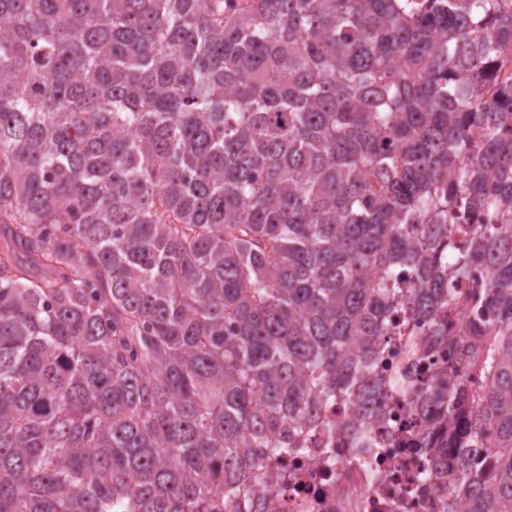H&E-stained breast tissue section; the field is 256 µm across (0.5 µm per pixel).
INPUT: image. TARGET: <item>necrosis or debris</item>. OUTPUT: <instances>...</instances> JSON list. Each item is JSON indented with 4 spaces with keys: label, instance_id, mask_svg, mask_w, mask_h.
I'll use <instances>...</instances> for the list:
<instances>
[{
    "label": "necrosis or debris",
    "instance_id": "necrosis-or-debris-1",
    "mask_svg": "<svg viewBox=\"0 0 512 512\" xmlns=\"http://www.w3.org/2000/svg\"><path fill=\"white\" fill-rule=\"evenodd\" d=\"M419 351H412L406 337H384L385 359L378 370L384 375L409 374L403 395L383 393L375 404L390 415L389 426L374 448H305L298 456L278 461L270 473V492H256L254 512H445V480L425 481L420 491L405 494L403 488L423 475L427 456L410 449L408 437L421 426L415 400L423 379L467 394L473 380L460 379L447 348L427 344L426 333H416Z\"/></svg>",
    "mask_w": 512,
    "mask_h": 512
}]
</instances>
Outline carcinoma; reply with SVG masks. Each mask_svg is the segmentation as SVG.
I'll return each mask as SVG.
<instances>
[{"mask_svg": "<svg viewBox=\"0 0 512 512\" xmlns=\"http://www.w3.org/2000/svg\"><path fill=\"white\" fill-rule=\"evenodd\" d=\"M225 2L0 0V512H246L422 321L483 384L415 447L512 512V14Z\"/></svg>", "mask_w": 512, "mask_h": 512, "instance_id": "carcinoma-1", "label": "carcinoma"}]
</instances>
